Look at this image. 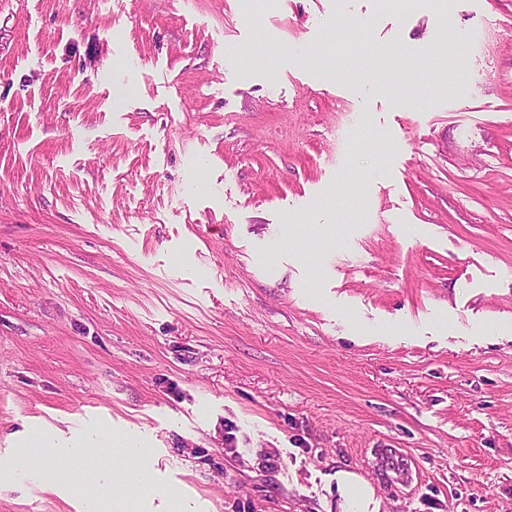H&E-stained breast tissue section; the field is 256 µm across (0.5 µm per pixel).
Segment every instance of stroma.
<instances>
[{
	"label": "stroma",
	"instance_id": "1",
	"mask_svg": "<svg viewBox=\"0 0 512 512\" xmlns=\"http://www.w3.org/2000/svg\"><path fill=\"white\" fill-rule=\"evenodd\" d=\"M96 425L134 512H512V0H0V475ZM336 481L348 509L344 512H378L373 489L359 475L340 470L336 473Z\"/></svg>",
	"mask_w": 512,
	"mask_h": 512
}]
</instances>
